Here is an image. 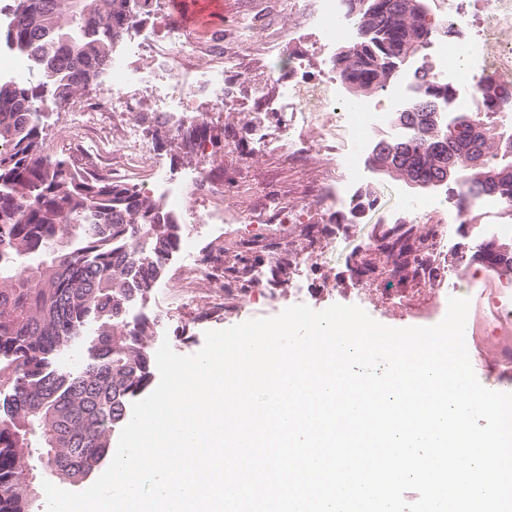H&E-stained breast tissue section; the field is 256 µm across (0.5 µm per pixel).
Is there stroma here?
Returning <instances> with one entry per match:
<instances>
[{
    "label": "stroma",
    "mask_w": 512,
    "mask_h": 512,
    "mask_svg": "<svg viewBox=\"0 0 512 512\" xmlns=\"http://www.w3.org/2000/svg\"><path fill=\"white\" fill-rule=\"evenodd\" d=\"M222 12L213 14L209 29H223L225 46L238 49L237 75L257 79L265 71L287 68L292 57L303 58L309 77H316L323 60L335 50L326 44L317 26L303 22L295 0H224ZM287 35L278 53L264 54L262 47L272 37ZM151 109L142 102L138 111L120 114V123L127 128H143L146 152L135 167H126L122 156L115 154V145L106 137L99 121H72L70 113L58 112L51 99L40 106L42 150L45 154L62 157L80 166L93 163L98 170L108 172L127 168V182L144 192H151L154 176L163 173L169 183L180 184L204 172L207 185L223 195L224 210L231 213L230 221L213 224L199 212L193 196H182L179 203L163 201L162 206L183 228L184 239L190 240L191 255L176 253L168 261L161 279L162 285H174L185 265L199 264L215 241H223L229 251L242 250L254 240L280 243L289 253L316 256L322 264L314 273L308 289L301 297L289 296L287 286H277L270 292H249L245 298V315H210L205 297L194 305L170 311L168 302L145 298L138 304L144 320L154 321L150 345L159 348L169 341L180 355L197 353L204 345V334L241 323L245 318H268L285 308L303 303L321 311L334 304L357 305L381 324L405 328L417 325L415 308L427 305L436 297L440 285L425 270L406 271L398 284H390L391 266L379 247L380 238L393 228L411 231L413 236L434 238L437 227L403 216L394 220L392 211L398 201H425L443 196V189H422L405 184L385 174L364 169L358 185L362 201L377 200L376 208L364 213L359 221L331 224L323 209L314 200L324 188L321 170L324 154L312 131H305L292 149L298 160H290L289 150L267 147L239 149V141L248 139L250 114L247 104L225 111L209 99L199 98L194 112L211 126L223 128L231 137L224 147L223 162H214L208 152L182 154L170 143L169 127L144 126L141 116ZM276 199L284 209L296 216L285 224H265L259 216L268 199ZM370 264L372 273L356 279L355 269Z\"/></svg>",
    "instance_id": "1"
}]
</instances>
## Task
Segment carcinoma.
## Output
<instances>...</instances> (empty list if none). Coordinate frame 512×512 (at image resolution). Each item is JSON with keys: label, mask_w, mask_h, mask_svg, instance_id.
<instances>
[{"label": "carcinoma", "mask_w": 512, "mask_h": 512, "mask_svg": "<svg viewBox=\"0 0 512 512\" xmlns=\"http://www.w3.org/2000/svg\"><path fill=\"white\" fill-rule=\"evenodd\" d=\"M356 22L353 45L336 54L342 83L360 92L386 89L407 53L418 54L456 33L430 13L427 0H344ZM149 0H13L0 25V43L27 53L42 81L0 79V361H8L11 391L0 398V512H43V481L80 483L107 455L112 435L132 416L131 402L152 383L150 324L131 323L126 310L164 274L182 242V227L142 190L108 173L80 169L42 154L39 102L50 91L66 112L80 91L112 63L114 44L129 23L147 15ZM414 96L395 122L413 135L379 140L376 159L401 177L443 182L448 199L469 210L493 196L512 212V171L504 174L512 127L469 115H449L452 87L434 81L425 64L411 76ZM487 114H512V85L480 80ZM487 139L479 141L474 129ZM226 132L207 122L179 127L170 143L188 155L211 148L224 159ZM478 168L468 166L474 153ZM455 166L445 170L448 154ZM504 244L478 252L512 269ZM423 237L405 231L383 243L388 255L423 266ZM213 274L245 290L255 269L288 264L274 243L253 242L225 261L214 248ZM99 326L76 372L55 358L81 337L85 322Z\"/></svg>", "instance_id": "cac0c4a2"}]
</instances>
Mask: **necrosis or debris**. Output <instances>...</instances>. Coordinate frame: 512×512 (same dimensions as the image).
I'll return each mask as SVG.
<instances>
[{
  "label": "necrosis or debris",
  "mask_w": 512,
  "mask_h": 512,
  "mask_svg": "<svg viewBox=\"0 0 512 512\" xmlns=\"http://www.w3.org/2000/svg\"><path fill=\"white\" fill-rule=\"evenodd\" d=\"M309 4V14L325 30L328 43L353 42L356 26L346 14L343 0H309ZM441 15L458 33L433 44L440 59L434 74L436 81L450 84L458 96L468 99L477 91L478 73H512V48H499L482 34H463V27L470 23L466 0H444ZM206 50V42L183 39L178 30L154 29L142 20L133 22L123 46L112 54V77L118 81L121 93L111 105L100 107L99 115L116 118L146 98L151 99L155 115L164 119L191 108L195 89L185 82L184 76L194 71ZM235 66L236 55L232 52L213 59L204 71V91L225 108L238 103L242 95L253 97L259 104L260 115L252 122L251 131L256 143L265 146L272 144L274 138L263 118L270 110L263 89L268 84H280L282 96L291 100L294 110L319 118L321 147L327 155L325 177L330 186L325 205L330 220L341 222L347 215H358L360 209L354 203L353 193L358 152L372 147L371 131L387 129L392 139L401 135L400 129L390 125L387 113L337 100L335 72H328L319 80L305 79L303 62L298 57L289 60L290 77L284 81L270 72L245 83L232 78ZM337 128L352 133L355 154H345L335 146L333 131ZM482 206L494 216V223L478 225L474 230L465 224L440 225L427 249V263L436 276L447 279L448 290L420 307L416 316L421 320L432 319L447 306L449 297L469 298L473 326L468 343L470 357L485 370L493 385L508 388L512 386V279L492 266L474 270L448 265L450 249H462L465 242L512 240V216L496 201L483 200Z\"/></svg>",
  "instance_id": "1"
}]
</instances>
